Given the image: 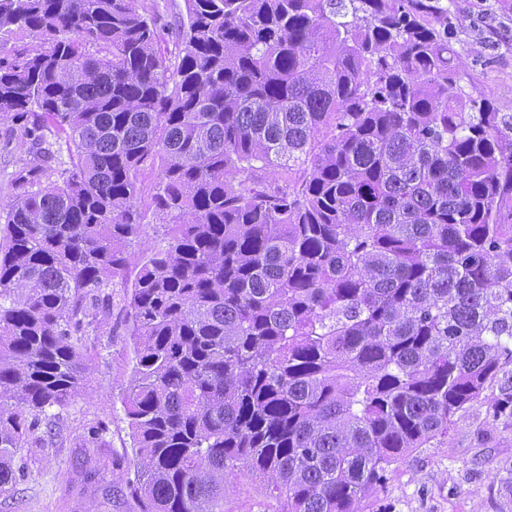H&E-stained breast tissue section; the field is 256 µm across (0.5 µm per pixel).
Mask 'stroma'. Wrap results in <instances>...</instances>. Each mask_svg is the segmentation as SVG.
<instances>
[{
  "label": "stroma",
  "instance_id": "1",
  "mask_svg": "<svg viewBox=\"0 0 512 512\" xmlns=\"http://www.w3.org/2000/svg\"><path fill=\"white\" fill-rule=\"evenodd\" d=\"M448 9V44L462 61L464 97L512 113V0H441ZM30 145L15 121L0 119V199L30 162ZM129 284L104 289L112 333L87 330L93 359L85 387L55 409L52 443L18 453L14 493L0 512H139L129 493L134 448L122 398L131 378L133 346L126 330ZM258 482L234 479L224 512H268ZM367 512H512V418L493 417L486 402L458 414L445 437L393 465L369 498Z\"/></svg>",
  "mask_w": 512,
  "mask_h": 512
}]
</instances>
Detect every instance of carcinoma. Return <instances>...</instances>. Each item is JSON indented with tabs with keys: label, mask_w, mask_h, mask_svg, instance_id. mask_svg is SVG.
Here are the masks:
<instances>
[{
	"label": "carcinoma",
	"mask_w": 512,
	"mask_h": 512,
	"mask_svg": "<svg viewBox=\"0 0 512 512\" xmlns=\"http://www.w3.org/2000/svg\"><path fill=\"white\" fill-rule=\"evenodd\" d=\"M186 2L171 61L136 0H0L39 39L0 57L36 157L0 204V495L133 265L141 512H224L242 474L364 512L512 363V113L458 91L439 0ZM147 167L167 244L136 255Z\"/></svg>",
	"instance_id": "carcinoma-1"
}]
</instances>
